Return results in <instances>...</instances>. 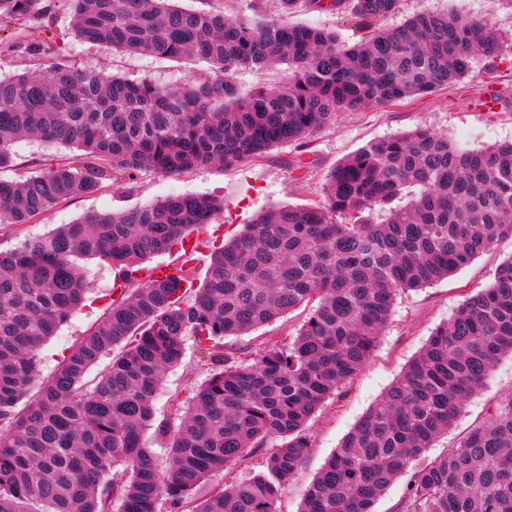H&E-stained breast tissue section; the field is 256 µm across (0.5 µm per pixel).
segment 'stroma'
<instances>
[{
    "label": "stroma",
    "instance_id": "stroma-1",
    "mask_svg": "<svg viewBox=\"0 0 512 512\" xmlns=\"http://www.w3.org/2000/svg\"><path fill=\"white\" fill-rule=\"evenodd\" d=\"M423 12H445L491 21L502 35L512 34V10L500 0H401L395 14L387 18L394 26ZM293 21L316 25L338 34L344 44L360 41L363 30L346 14L323 10L304 0L293 14ZM54 42L78 68L98 69L133 81H149L176 86L192 78L208 76V63L182 58L172 60L129 55L76 40L70 32V17L57 9L50 28L35 24L9 27L0 32V77L47 68L50 58L27 62L13 51L15 42ZM496 91L501 105L491 112H476L473 102ZM426 127L470 150L512 141V48L490 59L475 57L469 73L448 87L419 99L394 105L340 112L328 125L315 132L306 145L274 147L254 162L239 167L218 164L193 170L179 177L140 175L136 183L109 186L96 194L79 197L47 211L30 224L13 226L0 234V250L14 247L25 238L48 233L89 213L125 212L171 195H207L224 203L217 220L220 238L242 230L263 211L275 206L318 205L324 201L323 187L329 172L369 142ZM305 158L301 169L291 167L295 157ZM512 256V238H504L472 263L448 278L419 290L399 293L391 316L377 346L363 369L348 381L334 398L328 399L310 424L311 448L298 474L283 488L279 512H298L303 494L321 466L338 448L344 436L380 399L399 377L408 362L418 354L434 328L448 320L470 295L489 283L499 264ZM91 286L86 305L60 327L42 350V375H49L62 355L82 332L100 316L112 294L115 276L97 261H84ZM303 310H295L248 336L233 339L238 352L250 355L267 338L288 339L298 328ZM194 348H187L181 366L170 370L155 400L157 419L172 418L171 399L193 382L205 379ZM512 396V357L496 363L484 387L466 404L447 436L440 438L425 458L433 460L464 437L478 423L486 421L498 404Z\"/></svg>",
    "mask_w": 512,
    "mask_h": 512
}]
</instances>
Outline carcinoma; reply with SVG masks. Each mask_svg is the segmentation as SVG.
I'll list each match as a JSON object with an SVG mask.
<instances>
[{
	"label": "carcinoma",
	"mask_w": 512,
	"mask_h": 512,
	"mask_svg": "<svg viewBox=\"0 0 512 512\" xmlns=\"http://www.w3.org/2000/svg\"><path fill=\"white\" fill-rule=\"evenodd\" d=\"M400 0H333L366 30L336 33L286 18L186 9L177 0H0V30L69 9L74 38L128 54L194 57L211 74L178 87L75 68L55 55L43 74L0 79V170L39 138L75 151L0 177V228L150 172L176 177L247 163L305 143L338 112L424 96L464 77L477 56L511 47L482 19L421 13L386 28ZM286 66L274 86L243 92L241 70ZM325 203L278 206L227 241L195 286L185 249L224 210L169 196L124 213L89 214L0 250V512H277L311 447L309 423L363 368L395 296L426 288L512 237V142L464 150L419 127L380 139L334 167ZM386 213L385 221L373 213ZM173 253L164 279L144 263ZM115 273L119 295L47 377L40 350L83 305L79 261ZM305 306L286 342L252 358L224 351ZM193 340L207 378L188 389L180 423H155L154 399ZM512 355V256L439 325L327 459L299 512H374L409 476L400 512H512V397L447 454L412 462L454 423L496 362ZM109 362L98 375L91 369ZM169 441L158 464L150 428ZM258 470L208 488L249 459Z\"/></svg>",
	"instance_id": "carcinoma-1"
}]
</instances>
